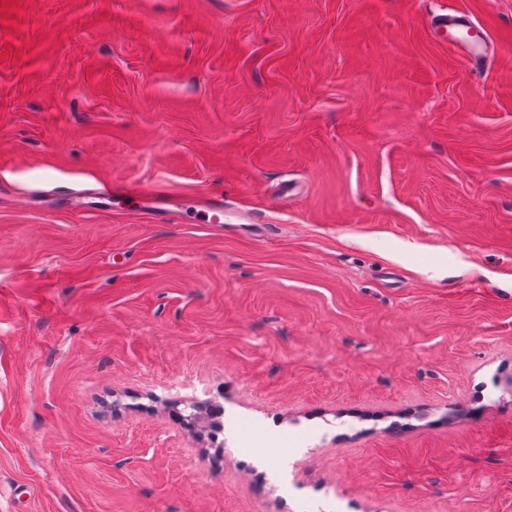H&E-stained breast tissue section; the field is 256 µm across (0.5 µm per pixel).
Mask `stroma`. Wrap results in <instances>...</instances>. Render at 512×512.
Listing matches in <instances>:
<instances>
[{"label": "stroma", "instance_id": "obj_1", "mask_svg": "<svg viewBox=\"0 0 512 512\" xmlns=\"http://www.w3.org/2000/svg\"><path fill=\"white\" fill-rule=\"evenodd\" d=\"M0 512H512V0H0ZM451 45L455 49H461L467 53L473 71L482 69L492 52L491 46L487 44L484 45V40L480 36L470 44L455 42L451 43ZM201 210L209 223H220V217H224V194L207 193L200 198Z\"/></svg>", "mask_w": 512, "mask_h": 512}]
</instances>
